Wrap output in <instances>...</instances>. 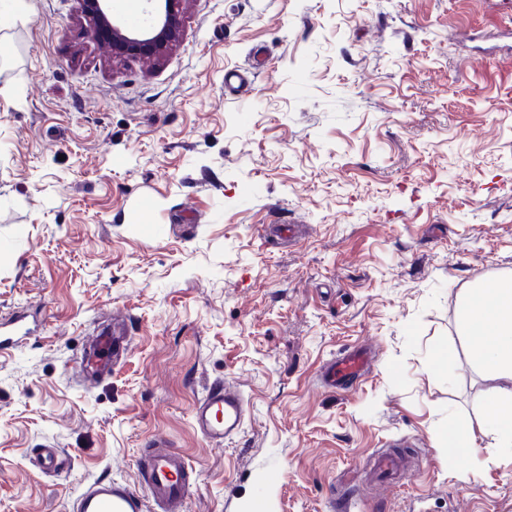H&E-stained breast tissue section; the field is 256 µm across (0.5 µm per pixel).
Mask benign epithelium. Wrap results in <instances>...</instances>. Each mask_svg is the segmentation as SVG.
<instances>
[{
    "mask_svg": "<svg viewBox=\"0 0 512 512\" xmlns=\"http://www.w3.org/2000/svg\"><path fill=\"white\" fill-rule=\"evenodd\" d=\"M82 11L87 17L90 32L98 39L112 41V53L160 57L178 40L180 34V11L178 5L182 0H149L152 5L150 14L157 26L150 33H128L122 25L109 18L106 9L107 0H81Z\"/></svg>",
    "mask_w": 512,
    "mask_h": 512,
    "instance_id": "benign-epithelium-1",
    "label": "benign epithelium"
}]
</instances>
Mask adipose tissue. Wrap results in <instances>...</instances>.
Instances as JSON below:
<instances>
[{"label":"adipose tissue","mask_w":512,"mask_h":512,"mask_svg":"<svg viewBox=\"0 0 512 512\" xmlns=\"http://www.w3.org/2000/svg\"><path fill=\"white\" fill-rule=\"evenodd\" d=\"M460 336L471 363L494 382L487 404L497 447H512V276L465 289Z\"/></svg>","instance_id":"1"}]
</instances>
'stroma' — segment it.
Masks as SVG:
<instances>
[{
    "instance_id": "1",
    "label": "stroma",
    "mask_w": 512,
    "mask_h": 512,
    "mask_svg": "<svg viewBox=\"0 0 512 512\" xmlns=\"http://www.w3.org/2000/svg\"><path fill=\"white\" fill-rule=\"evenodd\" d=\"M181 22L163 57L116 56L78 0H0V320L33 328L0 350V512H73L160 437L198 472L187 512H247L270 469L271 512H512L459 338L460 294L512 275V0H183ZM116 311L131 344L91 380ZM364 344L368 374L325 389ZM224 381L246 424L215 448L191 415ZM391 448L404 477L370 486ZM373 360V351L367 345L345 351L325 364L322 374L326 386L333 392L344 391L349 383L368 373ZM442 440L446 447L464 455L472 454L475 448H478L471 427L448 425V430L444 433Z\"/></svg>"
}]
</instances>
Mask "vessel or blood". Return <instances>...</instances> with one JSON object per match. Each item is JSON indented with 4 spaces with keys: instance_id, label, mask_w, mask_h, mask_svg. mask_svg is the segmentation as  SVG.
<instances>
[{
    "instance_id": "b4317fda",
    "label": "vessel or blood",
    "mask_w": 512,
    "mask_h": 512,
    "mask_svg": "<svg viewBox=\"0 0 512 512\" xmlns=\"http://www.w3.org/2000/svg\"><path fill=\"white\" fill-rule=\"evenodd\" d=\"M130 334L121 321L95 341L96 355L85 367L94 373L109 370ZM374 360L369 346H361L333 358L322 374L329 389L344 391L362 379ZM246 419L245 399L239 390L223 383L212 384L197 401L192 422L195 432L211 445L220 446L237 436ZM197 473L186 456L168 441H154L138 472L136 484L101 479L89 484L76 500L75 512H186L187 498Z\"/></svg>"
}]
</instances>
